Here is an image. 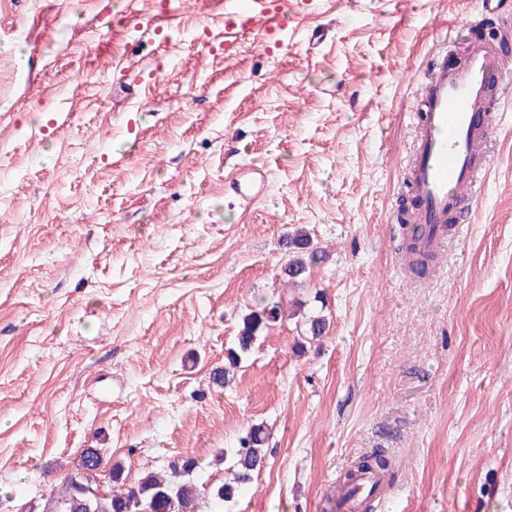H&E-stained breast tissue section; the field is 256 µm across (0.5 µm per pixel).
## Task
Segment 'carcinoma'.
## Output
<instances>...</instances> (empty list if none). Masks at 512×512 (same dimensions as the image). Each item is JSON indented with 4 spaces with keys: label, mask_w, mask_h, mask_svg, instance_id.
Instances as JSON below:
<instances>
[{
    "label": "carcinoma",
    "mask_w": 512,
    "mask_h": 512,
    "mask_svg": "<svg viewBox=\"0 0 512 512\" xmlns=\"http://www.w3.org/2000/svg\"><path fill=\"white\" fill-rule=\"evenodd\" d=\"M284 246L288 251V262L282 272L295 283L309 265L323 259L321 251L313 247L309 235L301 228L287 236ZM279 318L280 309L276 304L244 315L236 345L227 350L229 363L238 365L250 351L258 332ZM329 327L330 322L324 315L309 316L304 321L305 338L318 341L328 334ZM265 444L263 429L251 427L240 439L230 478L209 491L191 479H176L178 474L187 475L198 467L197 460L187 457L171 465V476L147 471L132 485L126 484L121 468L114 465L109 473L113 491L105 495L88 492L96 486L95 476L102 457L97 449L87 448L81 456L82 474L69 477L65 485L49 496L41 512H200V504L206 497L214 502L215 512H222L224 503L232 501L253 480L254 472L266 458ZM390 470L391 461L381 452L373 451L354 462L341 477L342 485L354 491L361 476H385Z\"/></svg>",
    "instance_id": "carcinoma-1"
}]
</instances>
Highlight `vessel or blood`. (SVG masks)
I'll list each match as a JSON object with an SVG mask.
<instances>
[{"instance_id":"obj_1","label":"vessel or blood","mask_w":512,"mask_h":512,"mask_svg":"<svg viewBox=\"0 0 512 512\" xmlns=\"http://www.w3.org/2000/svg\"><path fill=\"white\" fill-rule=\"evenodd\" d=\"M287 0H230L224 10V51L232 53L240 35L281 30ZM512 77V54L474 40L454 55L439 50L422 85L413 150L405 184L415 200L412 221L427 227L422 247L444 250V224L472 211L486 168L490 115ZM236 193L246 202L263 189L254 172L238 171Z\"/></svg>"}]
</instances>
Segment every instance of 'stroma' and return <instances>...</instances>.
Masks as SVG:
<instances>
[{"label":"stroma","mask_w":512,"mask_h":512,"mask_svg":"<svg viewBox=\"0 0 512 512\" xmlns=\"http://www.w3.org/2000/svg\"><path fill=\"white\" fill-rule=\"evenodd\" d=\"M171 4L159 34L153 0L0 17V512H40L88 448L106 492L109 467L187 456L220 485L257 425L265 464L224 512H322L376 448L381 512H512V98L463 239L421 281L399 251L420 80L480 0H308L281 46L229 57L201 37L224 0ZM237 169L264 176L253 204ZM297 228L326 257L292 284ZM263 302L281 318L213 383ZM391 461L380 451L362 455L353 466L341 477L343 488L356 491L360 477L366 474L386 476L392 470Z\"/></svg>","instance_id":"stroma-1"}]
</instances>
